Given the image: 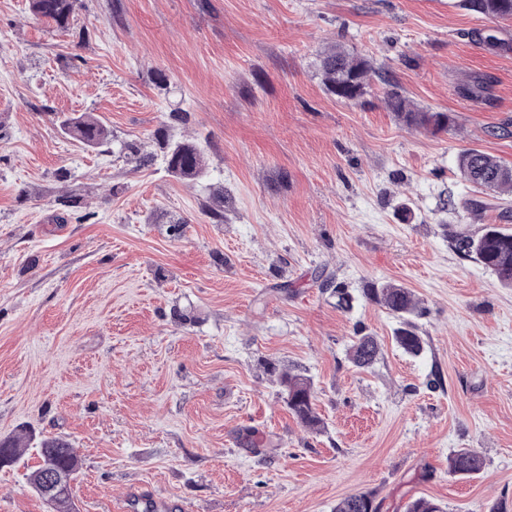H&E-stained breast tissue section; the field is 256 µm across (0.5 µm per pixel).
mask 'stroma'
I'll use <instances>...</instances> for the list:
<instances>
[{
    "label": "stroma",
    "instance_id": "1",
    "mask_svg": "<svg viewBox=\"0 0 512 512\" xmlns=\"http://www.w3.org/2000/svg\"><path fill=\"white\" fill-rule=\"evenodd\" d=\"M28 4L0 0V438H65L76 512H333L365 490L379 512H512V288L453 242L512 229V193L457 169L469 148L512 166V22L463 0H79L64 32ZM336 44L372 66L359 100L324 89ZM392 90L452 124L407 126ZM176 108L203 180L56 123L149 146ZM64 188L90 219L57 220ZM388 282L424 309L421 357L361 295ZM359 328L381 348L369 370L349 359ZM284 371L312 380L321 432L289 412ZM35 440L0 468V512H52ZM458 448L484 456L477 477L449 474ZM59 119L62 132L99 153H112V157L124 158L136 163L137 168L149 167L158 157L157 152H147L136 140H124L112 136L107 129L89 115H63ZM112 144V147H111Z\"/></svg>",
    "mask_w": 512,
    "mask_h": 512
}]
</instances>
